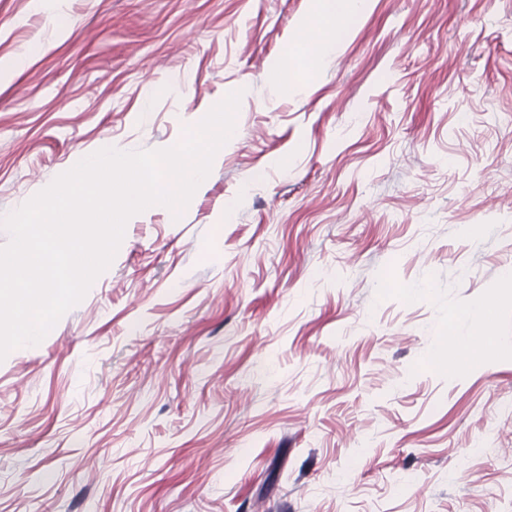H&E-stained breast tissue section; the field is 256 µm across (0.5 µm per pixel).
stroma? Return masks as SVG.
I'll return each instance as SVG.
<instances>
[{
    "instance_id": "obj_1",
    "label": "stroma",
    "mask_w": 512,
    "mask_h": 512,
    "mask_svg": "<svg viewBox=\"0 0 512 512\" xmlns=\"http://www.w3.org/2000/svg\"><path fill=\"white\" fill-rule=\"evenodd\" d=\"M317 9L0 0V218L242 93L179 222L0 361V512H512V0H372L282 92Z\"/></svg>"
}]
</instances>
